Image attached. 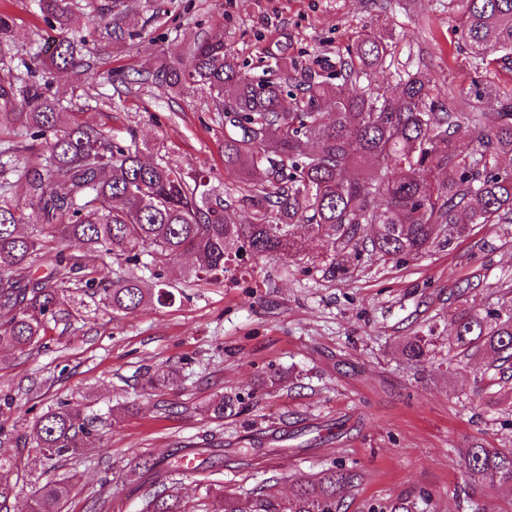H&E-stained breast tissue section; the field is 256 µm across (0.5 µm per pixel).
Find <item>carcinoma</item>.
Returning a JSON list of instances; mask_svg holds the SVG:
<instances>
[{
    "instance_id": "1",
    "label": "carcinoma",
    "mask_w": 512,
    "mask_h": 512,
    "mask_svg": "<svg viewBox=\"0 0 512 512\" xmlns=\"http://www.w3.org/2000/svg\"><path fill=\"white\" fill-rule=\"evenodd\" d=\"M45 20L59 30L36 55L50 74L83 67V42L67 36L71 0H38ZM476 67L512 59V0H449ZM114 41L139 36L134 21L112 17ZM391 42L366 33L321 69L300 70L283 63L276 79L254 80L221 40H195L184 56L163 61L151 73L167 91L188 84L206 91L224 121V171L238 179L237 196L225 199L206 171L184 172L164 160L148 162L135 136L118 139L74 122L57 100L36 85L0 84V132L10 135L0 149V189L21 182L31 208L0 194V309L13 312L0 326V346L25 350L39 343L47 325L69 315L75 297L99 299L114 313L129 314L143 303L165 304L168 264L187 254L196 262L194 281L222 282L231 261L271 253L296 256L302 249L294 227L328 238L342 261L329 257L325 272H349L347 261L415 257L434 245H451L472 224H512V97L490 112L481 106L483 87L469 111L458 94L423 69L399 76L400 91L388 94L370 81L388 67ZM367 80V85H354ZM231 111H224V106ZM471 136L458 149L461 130ZM27 153L20 167L13 155ZM234 206L251 210V222L227 217ZM74 242L112 259L124 274L112 278L86 271ZM45 266L46 276L26 275ZM470 280L457 285L458 304L449 326L457 347L491 355V372L475 377L488 405L512 379V305L478 310L465 295ZM435 329L408 337L401 348L421 363L430 354ZM167 372H147L142 389L177 388ZM214 417L240 413V398L226 394L212 404ZM93 420L69 402L39 416L15 447L35 448L49 461L76 453L92 435ZM221 443L195 452L193 470L215 467ZM469 482L512 484V448L474 443L463 454ZM135 468L154 476L144 512H182L174 486L158 464L141 459ZM363 475L332 465L296 482L288 506L271 495L243 502L205 491L206 512H339L343 493ZM19 484L18 456L0 455V512H10ZM35 512H64L70 493L63 480L32 487ZM418 496L398 498L371 512H422Z\"/></svg>"
}]
</instances>
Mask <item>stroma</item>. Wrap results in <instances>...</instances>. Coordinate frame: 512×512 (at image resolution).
I'll list each match as a JSON object with an SVG mask.
<instances>
[{
	"mask_svg": "<svg viewBox=\"0 0 512 512\" xmlns=\"http://www.w3.org/2000/svg\"><path fill=\"white\" fill-rule=\"evenodd\" d=\"M103 2L74 0L71 23L89 30L84 61L97 83L63 76L48 82L49 94L77 121L119 138L135 134L151 159L211 170L223 196L235 194L237 181L224 173V124L206 93H171L146 79L187 35L223 38L259 75L278 60L335 59L368 29L393 38L392 65L371 77L390 91L400 73L420 67L458 91L478 79L512 96V64L477 73L448 0H124L141 29L130 45L107 36L111 16L89 19ZM1 14L13 23V51L0 60V81L47 82L33 59L54 33L36 0H0ZM334 251L308 237L300 255L253 259L223 283L200 285L185 280L192 260L182 257L168 269L181 292L174 304L148 302L128 315L77 306L43 348H0L1 427L26 432L62 400L95 426L88 447L55 468L22 455L11 512H31V474L68 482L64 512H142L151 479L134 460L164 462L208 437L223 442L224 466L181 475L186 512H198L203 485L217 482L242 498L266 484L287 504L297 479L337 461L363 475L340 512L422 490L430 512H470L472 502L479 512H512V485H466L460 455L475 442L512 448V395L485 406L473 375L488 356L461 353L448 334L461 281L476 282L467 300L477 308L512 300V224H475L453 246L354 265L336 279L319 261ZM431 326L429 360L408 361L400 343ZM170 368L180 370L182 389H141L145 370ZM226 393L242 397V411L215 419L210 405ZM340 420L352 426L342 440L329 432Z\"/></svg>",
	"mask_w": 512,
	"mask_h": 512,
	"instance_id": "stroma-1",
	"label": "stroma"
}]
</instances>
